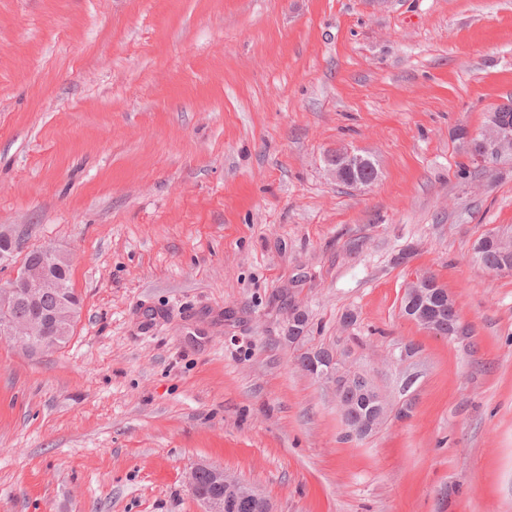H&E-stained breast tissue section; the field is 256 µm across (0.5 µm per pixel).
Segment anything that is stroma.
I'll return each instance as SVG.
<instances>
[{
    "label": "stroma",
    "instance_id": "35a3bbf8",
    "mask_svg": "<svg viewBox=\"0 0 512 512\" xmlns=\"http://www.w3.org/2000/svg\"><path fill=\"white\" fill-rule=\"evenodd\" d=\"M510 98L512 0H0V284L49 245L81 302L0 341V512H200V462L274 512H512V275L472 259L512 160L456 136ZM419 272L471 338L402 316ZM320 348L410 417L346 437ZM364 155L353 152L348 148L337 149L334 154L328 158V165L331 176L338 183L345 184L346 186L357 188L367 187L372 184L375 180L369 178H375L378 172L374 161ZM374 165L375 169L365 163ZM360 174L369 178L362 177L360 174L355 175V171H358L361 167ZM369 169V171H367Z\"/></svg>",
    "mask_w": 512,
    "mask_h": 512
}]
</instances>
